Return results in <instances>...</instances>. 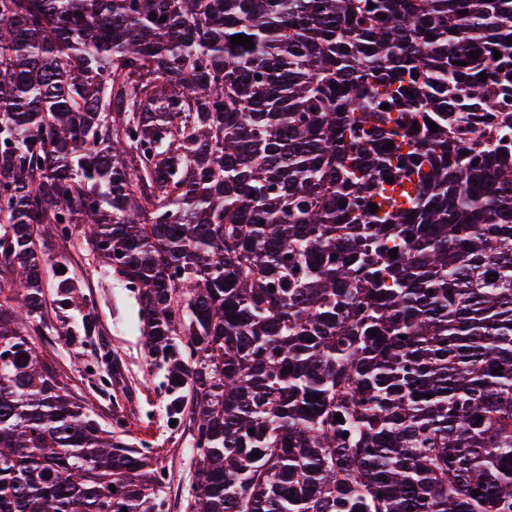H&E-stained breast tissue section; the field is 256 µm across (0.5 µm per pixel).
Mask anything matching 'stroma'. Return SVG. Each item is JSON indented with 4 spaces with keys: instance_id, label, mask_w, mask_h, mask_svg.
<instances>
[{
    "instance_id": "obj_1",
    "label": "stroma",
    "mask_w": 512,
    "mask_h": 512,
    "mask_svg": "<svg viewBox=\"0 0 512 512\" xmlns=\"http://www.w3.org/2000/svg\"><path fill=\"white\" fill-rule=\"evenodd\" d=\"M38 248L48 270L45 327L38 336L42 357L68 376L73 391L102 424L123 420L130 444L150 443L169 474L164 488L168 512H184L196 481L190 436L167 423L163 373L147 357L133 293L123 278L99 266L80 239L63 243L47 229ZM60 265L68 267L74 283L64 307L56 297L54 270ZM90 316L99 332L86 336L81 325ZM103 353L111 357L107 372L115 380L109 389L89 370Z\"/></svg>"
}]
</instances>
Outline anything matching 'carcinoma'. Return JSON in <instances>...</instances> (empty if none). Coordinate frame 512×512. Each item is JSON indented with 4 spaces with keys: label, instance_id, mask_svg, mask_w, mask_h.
<instances>
[{
    "label": "carcinoma",
    "instance_id": "cac0c4a2",
    "mask_svg": "<svg viewBox=\"0 0 512 512\" xmlns=\"http://www.w3.org/2000/svg\"><path fill=\"white\" fill-rule=\"evenodd\" d=\"M511 81L512 0H0V512L165 506L31 337L45 224L136 295L186 512H512V144L448 160Z\"/></svg>",
    "mask_w": 512,
    "mask_h": 512
}]
</instances>
